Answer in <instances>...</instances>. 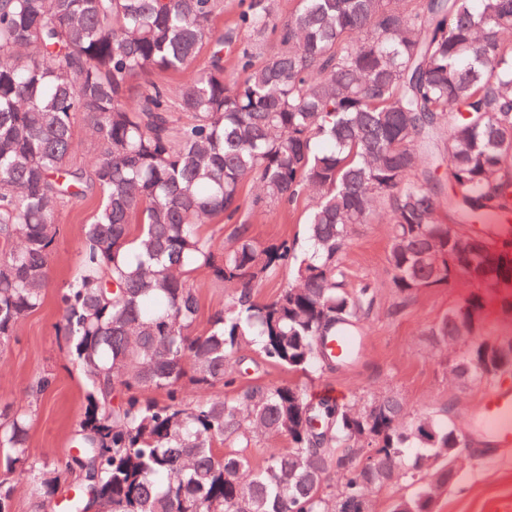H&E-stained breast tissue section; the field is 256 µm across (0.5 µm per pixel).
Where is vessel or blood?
I'll return each mask as SVG.
<instances>
[{"label": "vessel or blood", "instance_id": "vessel-or-blood-1", "mask_svg": "<svg viewBox=\"0 0 512 512\" xmlns=\"http://www.w3.org/2000/svg\"><path fill=\"white\" fill-rule=\"evenodd\" d=\"M472 418L484 451L512 448V383L485 390Z\"/></svg>", "mask_w": 512, "mask_h": 512}]
</instances>
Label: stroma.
Returning a JSON list of instances; mask_svg holds the SVG:
<instances>
[{
  "instance_id": "stroma-1",
  "label": "stroma",
  "mask_w": 512,
  "mask_h": 512,
  "mask_svg": "<svg viewBox=\"0 0 512 512\" xmlns=\"http://www.w3.org/2000/svg\"><path fill=\"white\" fill-rule=\"evenodd\" d=\"M98 205V197L93 196L62 212L44 301L22 319L17 341L0 352V400L14 402L27 412L28 452L34 462L65 460L74 452V431L84 408L83 383L56 331L60 320L57 291L75 273L80 227ZM310 205L309 195L304 194L289 205L245 209L243 217L263 245L276 246L288 240L302 248ZM389 243L390 226L384 211L379 210L357 228L343 256L349 284L355 287L368 282L374 289V304L364 318L366 341L358 366L307 376L270 363L258 350L247 348L233 365L238 385L256 381L297 384L312 398L350 402L374 394H394L410 415L444 410L458 428L468 430L484 387L477 384L462 390L454 385L448 367L459 351L436 343L428 330L463 303L472 285L462 275L452 284L422 289L406 303H399L387 267ZM190 280L198 286L194 331L201 334L232 290L213 283L204 269L193 272ZM45 377L50 386L38 390V381ZM433 512H512V448L490 457L466 449L457 464L454 484L436 492Z\"/></svg>"
}]
</instances>
